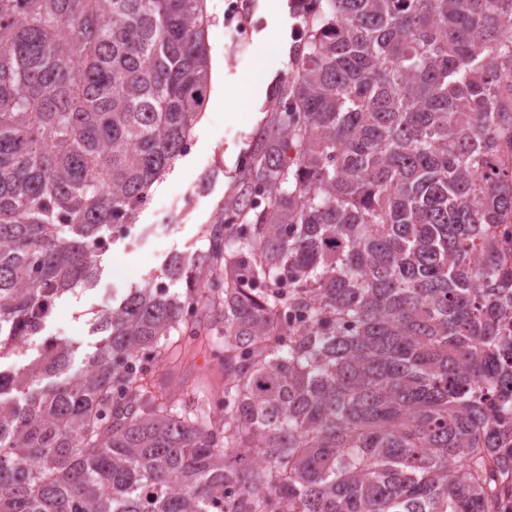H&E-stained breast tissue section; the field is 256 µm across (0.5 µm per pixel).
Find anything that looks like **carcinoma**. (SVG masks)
<instances>
[{
  "label": "carcinoma",
  "mask_w": 512,
  "mask_h": 512,
  "mask_svg": "<svg viewBox=\"0 0 512 512\" xmlns=\"http://www.w3.org/2000/svg\"><path fill=\"white\" fill-rule=\"evenodd\" d=\"M201 254L76 346L88 284L210 81L204 0H0V512H499L512 495V0H295ZM267 192L258 206L254 197ZM196 308L187 320L182 310ZM302 311L295 328L280 318ZM219 337L211 389L152 366Z\"/></svg>",
  "instance_id": "cac0c4a2"
}]
</instances>
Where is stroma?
<instances>
[{"instance_id":"1","label":"stroma","mask_w":512,"mask_h":512,"mask_svg":"<svg viewBox=\"0 0 512 512\" xmlns=\"http://www.w3.org/2000/svg\"><path fill=\"white\" fill-rule=\"evenodd\" d=\"M210 83L201 116L192 132L195 145L154 182L149 201L134 221L136 237H123L101 256L95 286L80 287L53 308L44 336L75 343L76 359L95 349L101 334L94 328L97 310L129 292L143 280L160 274L175 254L193 255L204 248L202 231L228 195L239 160L254 131L266 117L268 89L252 92L261 44L278 34L280 47L267 62L269 85L286 70L291 36L299 20L289 0H208ZM247 23L249 36L238 27ZM222 371L208 345L161 362L155 383L186 387L220 385Z\"/></svg>"}]
</instances>
